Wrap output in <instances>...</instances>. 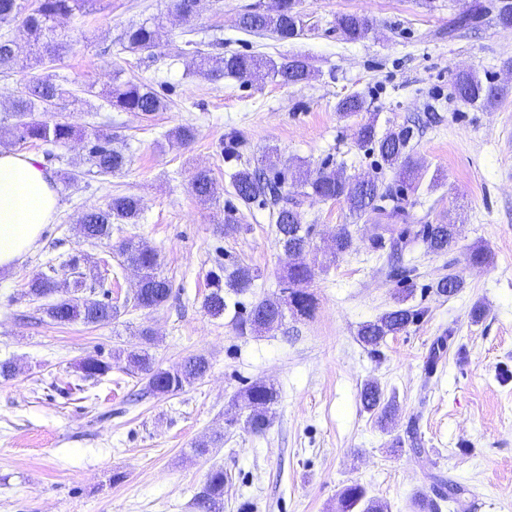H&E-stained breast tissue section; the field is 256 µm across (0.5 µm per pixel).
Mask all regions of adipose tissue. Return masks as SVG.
<instances>
[{"label":"adipose tissue","instance_id":"adipose-tissue-1","mask_svg":"<svg viewBox=\"0 0 512 512\" xmlns=\"http://www.w3.org/2000/svg\"><path fill=\"white\" fill-rule=\"evenodd\" d=\"M57 209L51 173L33 154L0 152V269L16 264L40 239Z\"/></svg>","mask_w":512,"mask_h":512}]
</instances>
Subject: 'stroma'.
<instances>
[{"instance_id": "35a3bbf8", "label": "stroma", "mask_w": 512, "mask_h": 512, "mask_svg": "<svg viewBox=\"0 0 512 512\" xmlns=\"http://www.w3.org/2000/svg\"><path fill=\"white\" fill-rule=\"evenodd\" d=\"M473 2L303 0V32L282 42L238 24L251 7L269 9L273 0H201L190 36L171 0H88L56 24L70 42L62 60H30L19 43L27 69L0 73V149L39 156L57 179L58 207L37 245L0 272V361L16 366L13 378H0V512H196L194 497L215 466L226 475L224 512H337L341 489L354 481L389 512H411L412 499L430 493L438 473L467 488L466 512H512V72L505 68L512 27L491 13L458 27ZM343 13L368 16L372 33L345 40L335 24ZM154 16L164 25L159 47L124 48L128 24ZM197 46L212 54H299L315 73L297 86L264 74L212 81L195 68ZM461 70L495 81L500 101L483 107L451 98V79ZM46 76L67 91L51 118L67 120L77 134L64 147L13 144L12 103L29 79ZM129 80L150 84L167 110L144 116L111 108L107 92ZM352 94L369 108L340 118L336 106ZM371 119L381 132L411 126L412 155L424 167L408 197L409 217L395 230L413 233L449 218L457 225L455 247L436 255L418 240L395 254L373 249L375 225L352 217L343 203L310 198L304 212L315 246L330 250L343 226L353 237L348 253L317 272L313 317H289L251 337L238 335L229 317L208 316L201 302L210 270L232 262L258 268L262 276L243 298L248 304L278 292L282 253L269 209L230 212L229 193L200 203L190 191L192 171L207 168L227 182L234 164L224 157V136L236 129L250 161L271 152L282 168L326 161L345 175L388 183L392 172L357 142L359 124ZM181 125L195 130L190 144L168 136ZM100 129L129 158L119 173L98 174L86 161ZM116 194L140 199L138 222L113 225L108 240L83 239L82 214ZM231 215L241 231L225 232ZM126 240L158 253L172 285L165 306L133 307L136 272L119 251ZM478 245L491 255L479 271L469 264ZM76 254L94 271L86 285L95 297H119L112 323L60 325L46 315L45 300L24 297L36 273L69 278ZM396 266L412 269L408 302L425 315L371 352L357 331L393 306ZM448 274L462 278L463 288L437 295L434 283ZM477 303L485 315L475 322ZM145 328L155 334L149 352L158 366L203 353L206 377L167 396L144 393V379L122 362L101 379L80 378V359H112L138 344ZM448 329L457 346L426 374L430 346ZM368 380L400 407L388 429L361 406ZM255 382L279 393L269 428L225 429L237 394ZM217 433L221 448L191 455L195 442ZM416 438L424 448L418 457L410 453Z\"/></svg>"}]
</instances>
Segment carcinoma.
I'll return each instance as SVG.
<instances>
[{
    "label": "carcinoma",
    "mask_w": 512,
    "mask_h": 512,
    "mask_svg": "<svg viewBox=\"0 0 512 512\" xmlns=\"http://www.w3.org/2000/svg\"><path fill=\"white\" fill-rule=\"evenodd\" d=\"M200 0H171L172 8L182 20L190 23L197 14ZM301 0H278L276 9L265 11L256 6L240 17L242 30L250 33L269 32L278 40L286 42L300 35L302 31ZM85 5V0H35L24 5L21 0H0V69L8 70L16 65V53L11 47L16 45L13 32L26 37L33 44H43L46 58L54 60L65 52L66 42L55 44L43 42L52 23L62 16H71ZM162 23L159 19L144 20L130 24L123 33L126 48L131 50H153L160 45L159 32ZM336 30L349 41L366 38L373 30V21L359 14H340L336 17ZM198 71L214 81L232 75L248 81L261 71L272 75L285 85H297L312 76V67L307 58L301 55H284L276 61L261 54L230 53L222 57L199 53ZM453 90L457 98L464 102H480L493 106L501 97L500 87L483 81L475 72L456 74ZM67 90L50 79L30 80L24 91L15 100L14 112L17 122L14 125L15 143L25 144L41 141L53 145H65L76 134L68 121L42 119L38 112H47L48 106L62 98ZM111 107L121 112H137L151 115L166 109L167 102L152 87L141 82L126 81L108 93ZM338 111L344 117H351L366 110L365 101L359 95H349L338 102ZM413 130L409 126H391L380 134L374 121H366L357 129V142L377 153L381 166L394 173L390 184L375 179L365 181L359 176H346L329 168L326 163L316 168L301 164L293 173L278 170L271 162L266 165L251 166L242 161L241 147L243 135L233 132L224 145V156L238 162V167L229 173L230 185L235 197L248 207L272 208L271 218L276 224L277 244L284 255L280 278L284 287L276 296H264L254 300L247 311L240 309V302L232 298L250 292L254 281L259 277L257 270L248 265L236 263L232 266L220 265L208 274L209 292L204 296L202 307L214 318H220L227 311H233L231 319L235 330L241 335H260L279 325L286 314L308 318L316 307V299L310 292V284L315 277V268L308 263L294 264L293 254L309 252L313 245L312 225L304 223L303 205L307 198L344 203L350 215L357 219L367 218L379 224L382 232L372 238V247L385 246L384 232L391 231L390 225L380 223V219H402L406 217L404 193L416 190L421 178V167L414 163L410 150ZM88 162L99 174H112L122 170L129 162L128 156L112 147V137L98 134L88 151ZM191 190L202 203L216 200L224 194V186L217 181L208 169H197L190 180ZM141 213V203L133 195H114L106 208L90 211L79 220L81 235L90 241L112 238V221L120 220L134 224ZM427 248L438 255L452 250L456 243L455 225L444 220L436 224H424L416 232ZM352 236L347 227L336 232L331 261L349 251ZM120 250L126 261L138 270L139 278L132 290L133 306L139 309L156 310L169 299L172 288L169 280L159 272L158 254L150 248L124 242ZM81 259L70 258L69 267L74 281H59L41 273L27 283L26 295L31 299L57 296L54 303L46 308L47 316L60 324L82 322L86 325H104L112 322L117 311L110 303L88 297H79L87 278L81 271ZM464 286L460 277L452 274L441 277L436 283V293L446 296L457 293ZM408 295L402 293L395 305L372 321L363 323L358 330V340L370 351L377 348L389 336L408 332V328L418 323L424 310L407 304ZM143 346L120 350L113 356L117 361H125L134 373L146 379V387L156 396L173 395L203 379L210 369V363L202 354L192 355L183 362L169 368L155 364L147 346L154 343L153 332H141ZM455 342V331L450 329L438 337L427 360L428 372L436 370L439 361ZM84 379L97 380L112 371V363L94 355H88L79 364ZM240 399L248 414L241 419L235 415L226 420L229 428L239 424L255 434L263 433L271 424L273 407L278 402V392L274 386L256 382L248 386ZM364 409L376 416L381 426H386L395 415L397 407L393 401L384 398V393L375 381L366 382L360 392ZM224 469L214 468L206 477L201 491L194 498L197 512H224ZM432 495L421 494L413 502L417 512H439L438 501H446L457 508H464L463 497L467 489L452 478L442 474L434 477ZM339 512H387V506L371 496L367 488L353 482L339 493Z\"/></svg>",
    "instance_id": "1"
}]
</instances>
